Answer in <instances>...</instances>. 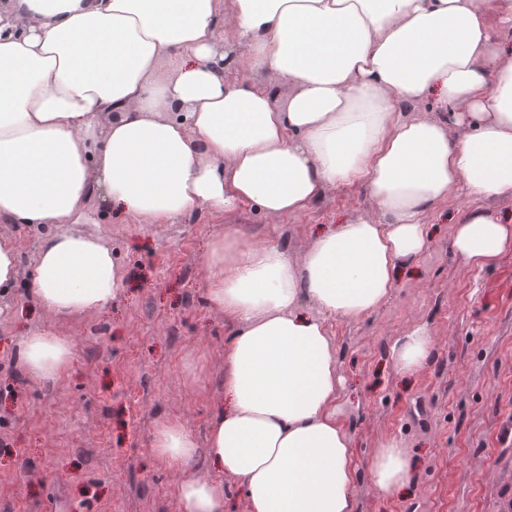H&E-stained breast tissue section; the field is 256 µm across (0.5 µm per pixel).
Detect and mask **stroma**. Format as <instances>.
Instances as JSON below:
<instances>
[{
	"mask_svg": "<svg viewBox=\"0 0 512 512\" xmlns=\"http://www.w3.org/2000/svg\"><path fill=\"white\" fill-rule=\"evenodd\" d=\"M479 208L512 224V199L461 196L426 214L429 242L401 268L375 312L333 318L342 390L337 414L357 465V512H506L512 505V253L466 268L452 247L457 219ZM90 210L125 288L105 311L56 327L32 292L42 227L10 232L22 276L0 317V512H179L178 465L154 452L160 421L204 443L232 331L207 298L209 244L229 226L266 244L303 245L376 208L364 184L329 187L295 217L244 207L235 220L201 210L175 224H139ZM424 327L434 349L418 373L395 369L393 341ZM57 328L73 353L52 380L22 366L25 336ZM401 440L412 479L377 493L368 464L380 440Z\"/></svg>",
	"mask_w": 512,
	"mask_h": 512,
	"instance_id": "stroma-1",
	"label": "stroma"
}]
</instances>
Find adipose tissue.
I'll return each mask as SVG.
<instances>
[{
	"label": "adipose tissue",
	"mask_w": 512,
	"mask_h": 512,
	"mask_svg": "<svg viewBox=\"0 0 512 512\" xmlns=\"http://www.w3.org/2000/svg\"><path fill=\"white\" fill-rule=\"evenodd\" d=\"M0 21V288L21 265L12 224L47 226L33 292L48 315L103 311L123 286L90 201L142 224L246 205L296 216L328 187L362 182L377 216L347 218L300 259L239 229L211 242L208 300L235 329L197 444L161 423L155 453L183 465L180 512H355L352 443L336 413L341 379L329 320L357 319L389 296L398 267L428 243L422 219L468 193L512 197V53L494 21L512 0H6ZM272 73L230 78L215 62ZM435 101L442 114L421 113ZM452 245L482 269L512 251V224L462 218ZM312 313H303V303ZM434 342L416 327L391 348L411 374ZM72 353L50 331L23 341L39 379ZM381 493L405 487L410 457L384 440L370 463Z\"/></svg>",
	"instance_id": "obj_1"
}]
</instances>
